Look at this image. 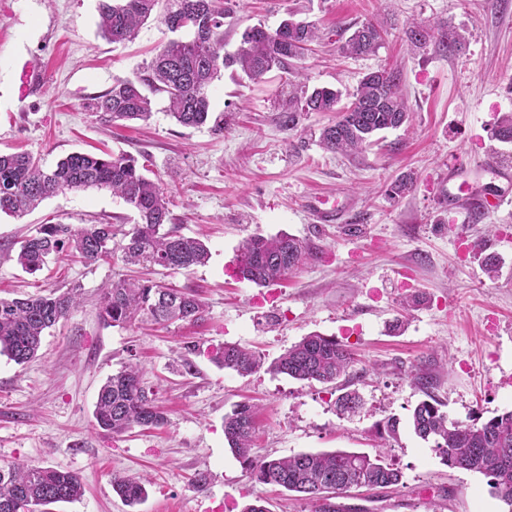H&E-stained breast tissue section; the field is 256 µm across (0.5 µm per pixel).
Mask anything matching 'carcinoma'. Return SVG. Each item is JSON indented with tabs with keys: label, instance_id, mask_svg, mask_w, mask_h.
Wrapping results in <instances>:
<instances>
[{
	"label": "carcinoma",
	"instance_id": "1",
	"mask_svg": "<svg viewBox=\"0 0 512 512\" xmlns=\"http://www.w3.org/2000/svg\"><path fill=\"white\" fill-rule=\"evenodd\" d=\"M233 0H98V30L113 44L132 41L140 26L164 5L161 22L172 37L152 59L148 74L119 80L107 92L83 103L103 123L147 121L152 116L149 94H162L168 114L183 127H199L211 117L209 90L226 68L237 67L252 80L268 72L298 73L308 47L318 40L312 22L291 17L271 32L262 25L247 28L240 46L224 52V19L234 13ZM415 54L429 45L448 53L460 39L432 41L429 31H407ZM381 26L368 22L337 40L338 50L348 56L377 51ZM402 73L380 67L364 75L351 96L348 108L338 107L340 92L331 88L300 90L288 98V126L297 112H335L336 122L319 136L323 149L355 155L372 144L380 131L397 129L410 119L401 94ZM496 138L512 143V113L504 114L495 129ZM107 188L136 212L138 221L115 241L112 224H92L76 229L70 224H45L20 241L16 262L29 273L45 266L50 256L79 257L89 264L107 261L121 253L131 265L161 266L190 272L207 262L209 251L200 240L186 237L170 223L169 198L160 182L148 178L131 156L102 158L74 152L45 168L31 153L0 154V214L21 216L43 200L67 190ZM309 256L298 238L280 235L248 238L241 248L239 274L267 286L297 268ZM79 289H52L37 296L0 299V355L17 364L35 359L45 330L67 318L79 305ZM205 309L196 294L167 287L152 280L119 278L112 281L100 299V316L108 325L124 326L139 319L156 324L197 322ZM213 361L241 376L257 371L261 358L235 344L216 351ZM354 361L351 351L333 337L317 333L303 337L271 365L275 373L308 383L335 384ZM341 413L355 414L362 408L357 391H347L336 400ZM94 416L99 427L122 435L135 427H159L166 421L156 393L140 379L138 365L129 363L101 386ZM415 434L431 441L451 468L479 473L489 478L492 493L512 512V411L485 422L465 423L448 418L437 400L420 402L413 410ZM255 431L254 407L237 406L224 417V437L234 455L247 464L257 482L280 486L304 495L312 512H341L332 502L336 492L361 484L388 487L401 482V472L384 460L383 453L370 456L350 451L302 452L273 460L251 456ZM112 490L127 504L146 496L141 478L116 475ZM79 474L28 463L0 464V512H41V508L72 502L83 496Z\"/></svg>",
	"mask_w": 512,
	"mask_h": 512
}]
</instances>
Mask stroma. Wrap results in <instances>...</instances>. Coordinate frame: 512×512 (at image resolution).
Returning <instances> with one entry per match:
<instances>
[{
	"label": "stroma",
	"mask_w": 512,
	"mask_h": 512,
	"mask_svg": "<svg viewBox=\"0 0 512 512\" xmlns=\"http://www.w3.org/2000/svg\"><path fill=\"white\" fill-rule=\"evenodd\" d=\"M291 11L320 30L300 66L302 83L346 95L368 71L399 67L410 123L379 133L363 154H333L319 134L335 113L301 112L286 128L285 74L254 82L229 68L210 88L212 120L204 126L178 125L160 94L149 121L105 124L83 101L145 74L167 37L160 20L150 18L120 45L99 35L97 0H0V153L28 151L48 168L73 152L146 161L151 178L167 183L179 233L209 249L208 261L188 273L115 258L53 260L29 274L16 263L15 243L40 225L127 230L136 213L109 190L88 189L19 218L0 214V298L82 289L81 305L46 332L34 360L0 356V464L26 461L83 480V497L52 512H243L259 498L269 512H310L301 494L257 483L231 452L224 417L242 402L257 407L256 459L380 451L400 470L399 485L337 498L344 512H506L486 477L445 465L415 435L410 416L428 395L463 422L512 410V206L478 223L448 208V164L459 157L479 192L512 194V179L499 174L512 170V144L493 137L502 113L512 112V0H240L224 24L225 51L237 48L247 26L275 30ZM369 20L385 29L377 54H338V35ZM412 24L461 33L466 42L453 53L414 55L404 35ZM31 58L42 66V85L13 97L14 67ZM407 174L411 188L392 194ZM316 197L347 203L344 222L312 223ZM282 233L306 244L304 264L265 287L236 276L246 238ZM491 257L499 266L493 277ZM125 274L192 291L205 305L203 320L105 324L101 291ZM415 294L423 303L404 309ZM314 332L354 355L338 384L271 371ZM227 343L256 352L262 367L248 376L218 367L212 353ZM131 361L167 422L116 436L97 426L95 403L107 377ZM417 368L427 389L412 381ZM351 390L364 406L346 418L336 400ZM390 418L398 421L393 437L383 429ZM199 472L208 476L200 488L192 483ZM116 473L146 476L145 501L126 506L112 490Z\"/></svg>",
	"instance_id": "35a3bbf8"
}]
</instances>
